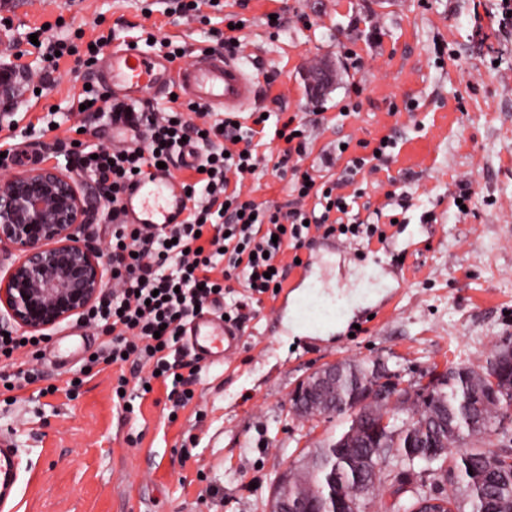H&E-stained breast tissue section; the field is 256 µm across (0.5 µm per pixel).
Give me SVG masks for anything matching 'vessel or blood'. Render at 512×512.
<instances>
[{"label": "vessel or blood", "mask_w": 512, "mask_h": 512, "mask_svg": "<svg viewBox=\"0 0 512 512\" xmlns=\"http://www.w3.org/2000/svg\"><path fill=\"white\" fill-rule=\"evenodd\" d=\"M95 75L100 82L111 85L114 92L133 99L164 94L174 87L186 99L213 112L240 110L254 98L253 79L241 65L224 53L208 48L201 49L191 63L176 69L165 57L116 44L97 63ZM122 204L126 223L155 229L182 221L188 202L179 179L158 173L128 190ZM185 340L200 362L213 365L223 363L236 352L241 333L220 315L206 313L191 321ZM18 458L11 435L1 434L0 512H12Z\"/></svg>", "instance_id": "1"}]
</instances>
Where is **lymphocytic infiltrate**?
Returning <instances> with one entry per match:
<instances>
[{"label":"lymphocytic infiltrate","mask_w":512,"mask_h":512,"mask_svg":"<svg viewBox=\"0 0 512 512\" xmlns=\"http://www.w3.org/2000/svg\"><path fill=\"white\" fill-rule=\"evenodd\" d=\"M36 34L46 58L32 82L40 90L58 71L59 55L72 56L76 69L87 70L115 38L111 31L100 34L82 56L76 46L49 37L47 28H37ZM76 102L84 107L83 122L104 115L113 126L143 138L136 147L88 145L77 156L80 174L104 192L112 257L110 293L77 319L80 326L109 338L94 356L85 357L87 368L131 363L144 372L141 385L162 380L171 387L169 399L186 405L199 368L184 359L185 327L198 310L220 304L229 281H243L250 294L249 301L224 309L229 322L239 324L249 317L250 301L283 286L292 268L288 254L303 249L313 235L345 234L368 244L387 238L379 225L351 214L342 190L354 184L367 165L387 160L388 149L395 145L392 136L380 137L369 154L349 156L342 178L309 183L297 168L288 204L259 203L242 187L261 164L252 145L257 126L264 123L261 113H251V125L242 127L236 115L217 118L201 105L177 98L156 111L110 102L96 90L84 89ZM188 146L200 151V162L185 161ZM160 166L184 174L182 182L190 191L186 219L160 232L122 223L120 201L126 187ZM32 339L31 333L0 324L1 385L20 389L41 381Z\"/></svg>","instance_id":"1"}]
</instances>
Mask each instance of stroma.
Instances as JSON below:
<instances>
[{"mask_svg": "<svg viewBox=\"0 0 512 512\" xmlns=\"http://www.w3.org/2000/svg\"><path fill=\"white\" fill-rule=\"evenodd\" d=\"M221 3L205 26L166 16L167 0H0V61L38 69L28 34L58 17L59 39L79 31L94 39L100 18L127 40L149 22L191 52L236 16L244 22L239 61L256 82L250 109L272 116L258 137L267 165L246 177L245 191L260 202L288 199L289 181L274 171L285 144L273 118L284 112L308 125L306 168L330 143L392 135L389 172L357 182L364 201L400 223L374 254L313 239L302 256L332 286L318 331L281 330L274 300L252 303L241 346L202 366L182 408L158 381L138 396L128 366L91 373L68 391L82 364L76 347L95 350L107 338L92 328L70 338L50 331L38 366L56 392L34 384L0 400V432L22 459L19 512H267L282 473L348 427L338 417L294 415L289 397L309 373L351 359L413 382L434 367L485 365L512 336V19L503 17L504 0ZM273 10L286 19L277 31L264 23ZM324 65L331 81L311 88L309 72ZM71 67L61 61L56 83L39 98L24 93L0 122V139L17 143V167L44 156L71 165L76 143L111 144L103 117L77 133L70 105L85 77ZM462 192L471 195L466 215L452 204ZM122 375L127 403L114 394Z\"/></svg>", "mask_w": 512, "mask_h": 512, "instance_id": "stroma-1", "label": "stroma"}]
</instances>
